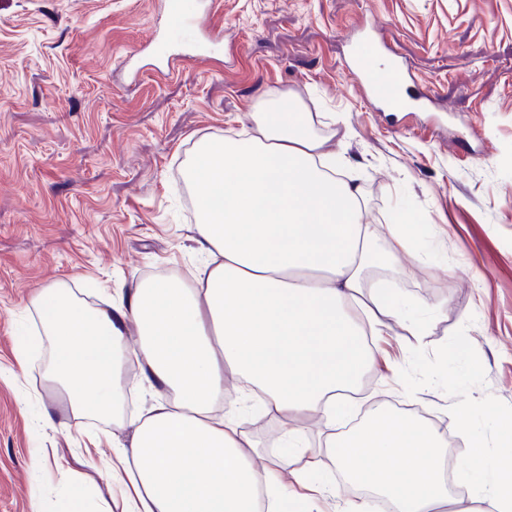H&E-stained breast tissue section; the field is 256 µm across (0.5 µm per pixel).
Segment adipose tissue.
I'll return each mask as SVG.
<instances>
[{"instance_id": "adipose-tissue-1", "label": "adipose tissue", "mask_w": 512, "mask_h": 512, "mask_svg": "<svg viewBox=\"0 0 512 512\" xmlns=\"http://www.w3.org/2000/svg\"><path fill=\"white\" fill-rule=\"evenodd\" d=\"M253 121L256 136L197 147L188 182L204 261L192 282L153 280L95 310L60 286L36 298L53 345L46 376L76 412L117 411L130 360L156 397L129 442L89 437L112 445L106 476L125 487L124 512H309L302 479L285 482L280 461L257 462L233 411H221L224 384L259 388L264 413L289 423L293 439L311 415L335 419L342 390L375 360L353 347L363 330L346 313L361 302L377 235L359 184L334 176L344 139L316 133L285 96ZM447 445L428 424L378 415L330 437L305 468L323 470L329 458L393 512H447ZM482 488L481 512H512L511 446L499 448Z\"/></svg>"}]
</instances>
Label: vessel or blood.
Instances as JSON below:
<instances>
[{
	"mask_svg": "<svg viewBox=\"0 0 512 512\" xmlns=\"http://www.w3.org/2000/svg\"><path fill=\"white\" fill-rule=\"evenodd\" d=\"M366 38L362 45L352 46L347 67L363 86L365 92L375 100L385 105L400 109L407 107L415 110H425L426 97L413 94L410 83L412 77L406 66L398 59L392 58L385 72H377L372 64L375 56L388 54L389 47L381 33L385 28L382 21L373 20L364 23Z\"/></svg>",
	"mask_w": 512,
	"mask_h": 512,
	"instance_id": "vessel-or-blood-1",
	"label": "vessel or blood"
}]
</instances>
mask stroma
Segmentation results:
<instances>
[{
	"label": "stroma",
	"mask_w": 512,
	"mask_h": 512,
	"mask_svg": "<svg viewBox=\"0 0 512 512\" xmlns=\"http://www.w3.org/2000/svg\"><path fill=\"white\" fill-rule=\"evenodd\" d=\"M159 2L0 0V512H53L75 477L91 508L122 512L102 476L109 444L89 448L96 424L43 376L34 299L59 282L84 295L91 281L117 293L192 275L197 146L250 133L278 94L296 96L317 133L344 137L340 171L360 184L380 248L387 216L404 212L422 254L365 273V296L388 283L401 317L337 429L362 412L418 414L446 431L451 464L478 439L483 469L505 439L497 415L512 410V0H202L190 30ZM369 18L430 111H378L345 71ZM410 319L430 335H411ZM26 333L39 343L22 371ZM239 424L265 452L284 430L256 407Z\"/></svg>",
	"instance_id": "35a3bbf8"
}]
</instances>
